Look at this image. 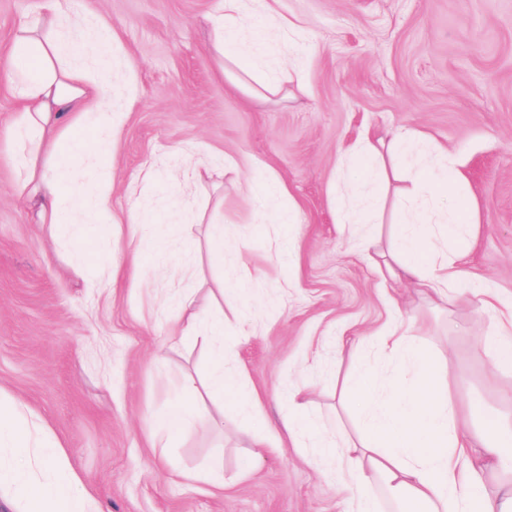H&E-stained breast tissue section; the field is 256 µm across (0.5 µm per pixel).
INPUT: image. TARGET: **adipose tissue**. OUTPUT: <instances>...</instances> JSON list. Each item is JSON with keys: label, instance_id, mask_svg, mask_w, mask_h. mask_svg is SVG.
I'll use <instances>...</instances> for the list:
<instances>
[{"label": "adipose tissue", "instance_id": "ef3b65f1", "mask_svg": "<svg viewBox=\"0 0 512 512\" xmlns=\"http://www.w3.org/2000/svg\"><path fill=\"white\" fill-rule=\"evenodd\" d=\"M210 22L211 50L224 66L250 55L267 37L265 19L251 18L244 0H221ZM117 41L96 20L72 21L71 0H41L37 19L21 23L9 52L0 55V82L20 104L12 125L17 143L12 192L19 200H38L42 223L57 230L77 229L112 211L107 173L99 174L93 193H84L82 186L99 154L118 142L122 114L135 92L126 77L116 78L113 93L100 80L112 70ZM90 114L97 117L92 138L64 141L63 118L77 122ZM423 150V139L413 133L393 136L383 150L369 146L371 181L385 177L386 161L407 169ZM435 172L444 192L433 193L426 180H415L411 194L423 203L405 211L391 239L386 272L394 282L445 300L459 295L458 275L454 262L434 244L465 230L457 199L463 176L445 165ZM469 290L479 304L500 310L497 330L480 342L498 370L512 371V297L483 279L472 281ZM176 331L183 339L224 337L223 324L203 323L191 293L180 300ZM374 339L391 354L397 373L368 367L339 384L341 399L366 405L358 432L342 438L334 476L340 488L355 490L353 512H376L379 488L390 501L416 505L420 512H512V423L497 418L485 428L473 427L431 355L407 335L403 322L387 323ZM403 371L412 373L411 383L401 381ZM309 416L304 390L295 388L279 426L254 438L253 457L286 442L297 448L332 447V440L309 438L299 426V419ZM53 442L50 429L22 400L0 394V446L26 458L22 465L9 463L0 475L12 498L24 503L26 512H100L64 449L53 456V479L43 480L40 447ZM490 472L506 476L492 496L483 491Z\"/></svg>", "mask_w": 512, "mask_h": 512}]
</instances>
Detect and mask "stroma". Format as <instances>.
<instances>
[{"label":"stroma","instance_id":"stroma-1","mask_svg":"<svg viewBox=\"0 0 512 512\" xmlns=\"http://www.w3.org/2000/svg\"><path fill=\"white\" fill-rule=\"evenodd\" d=\"M217 6L73 0L76 13H95L118 33L114 64L132 71L138 90L103 159L113 216L131 206L129 181L200 150L219 164L232 156L266 167L288 198L266 199L260 185L245 196L231 173L204 177L191 201L173 183L140 182L145 217L192 227L164 258L139 225L113 217L78 239L52 231L11 194L18 104L0 87V392L52 430L101 512H347L317 449L250 455L253 436L277 422L300 384L323 430L354 431L360 410L340 405L336 378L365 355L341 349L343 338L407 311L460 397L474 400L476 419L512 414V373L495 370L477 342L492 313L462 297L414 295L383 279L355 244L368 233L386 252L404 178L384 188L377 224L339 226L328 192L334 176L368 177V159L345 160L363 131L425 134L467 178L473 233L450 249L464 252L469 274L512 293V0H274L278 17L298 27L255 57L274 68L294 61L304 80L266 98L234 89L218 67L207 23ZM290 204L297 223H280ZM218 231L220 262L209 253ZM109 256L119 266L112 285L95 277ZM230 273L246 287L225 298ZM179 292L208 303L206 322L223 320L224 366L245 372L263 409L243 422L230 385L220 401L189 398L195 423L167 442L151 437L153 415L183 397L184 375L206 378L215 356L202 343L170 346ZM219 451L223 490L170 473L204 469Z\"/></svg>","mask_w":512,"mask_h":512}]
</instances>
